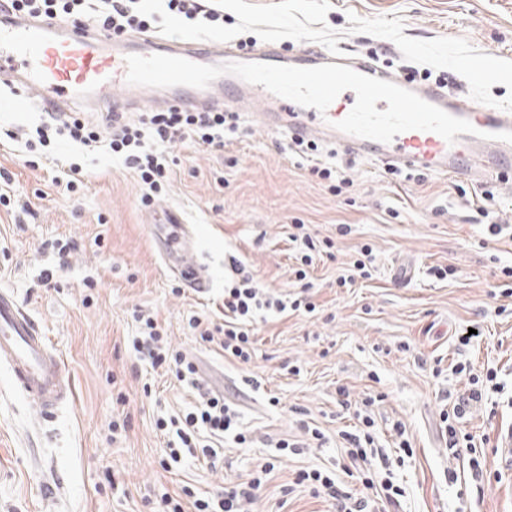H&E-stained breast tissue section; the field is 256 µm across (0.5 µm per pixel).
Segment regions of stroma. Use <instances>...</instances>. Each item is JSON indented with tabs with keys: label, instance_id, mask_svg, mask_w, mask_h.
Here are the masks:
<instances>
[{
	"label": "stroma",
	"instance_id": "35a3bbf8",
	"mask_svg": "<svg viewBox=\"0 0 512 512\" xmlns=\"http://www.w3.org/2000/svg\"><path fill=\"white\" fill-rule=\"evenodd\" d=\"M352 13L400 17L405 36L463 37L512 60V0H330L326 23L341 32L347 56L444 83L465 98L469 85L458 73L404 61L390 40L349 33ZM14 96L0 83V172L12 178L13 200L12 208L0 206V289L15 295L62 355L75 399L42 417L0 366V512H159L176 494L184 512H194L182 487L213 495L272 457L274 475L245 512H334L309 486L295 485L293 473L328 470L347 491H361L339 436L354 423L336 403L340 386L356 404L375 397L376 444L390 457L400 454L393 424L406 429L414 455L394 470L404 495L389 512H512V473L502 472L495 452L512 429V296L498 290L501 268L512 266L511 188L429 171L394 174L343 145L320 143L337 177L349 181L338 191L309 174L288 135L244 112L223 149L174 147L167 191L147 206L138 177L118 156L62 140L26 149L41 111L12 110ZM60 159L82 165L83 188L56 184ZM487 190L504 228L498 236L481 213ZM168 207L195 228L196 256L211 279L204 294L185 290L157 253L155 226ZM298 224L333 244L303 282L289 239ZM365 247L371 278L337 287V275ZM233 259L265 291L304 294L312 305L258 316L247 363L226 359L188 325L194 314L219 319ZM435 266L454 274L438 280ZM141 314L237 405L252 443L224 441L214 465L186 455L172 470L161 467L165 437L156 421L183 415L195 399L173 373L136 359L130 341ZM471 329L477 337L461 345ZM459 361L480 376L497 370L503 389L493 408L473 410L462 427L481 448L452 455L441 423L451 409L446 394L466 384L453 370ZM244 375L258 377L260 389L240 391ZM305 422L320 428L322 444L299 455L278 450L277 441L299 437ZM474 456L479 477L469 465Z\"/></svg>",
	"mask_w": 512,
	"mask_h": 512
}]
</instances>
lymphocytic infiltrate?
<instances>
[{"mask_svg": "<svg viewBox=\"0 0 512 512\" xmlns=\"http://www.w3.org/2000/svg\"><path fill=\"white\" fill-rule=\"evenodd\" d=\"M138 0H8L11 12L42 19H60L73 25H93L104 36L118 38L132 32L150 29L149 17L139 14L135 6ZM237 115L221 109L199 108L195 110L170 107L142 113L138 122L126 121L124 113L104 112L96 120H88L78 112H54L49 123L36 129L40 141L58 136L84 149L101 146L121 157L124 166L133 171L147 187L144 202H151L161 193L171 176L169 148L184 141L220 150L224 147V133L234 130ZM235 278L224 288L222 302L223 322L212 325L209 319L192 316L191 328L202 341L216 342L225 356L248 362L253 349V324L259 314L282 315L299 310L301 300L268 294L246 273L241 264H234ZM131 347L137 359L152 369H164L175 374L194 393L196 405L183 417L159 419L156 426L168 437L165 450L168 463H179L183 454H200L202 459L216 460L215 448L201 441L202 435L212 437L232 436L237 444H244L247 437L242 430L237 409L227 403L223 395L210 390L197 377V370L181 351L171 349L153 318H146L139 336L134 337ZM456 373L466 375L468 385L457 394L447 419L448 446L460 445L457 426L463 423L470 408L486 399L489 386L497 375L487 372L479 377L471 374L465 363H457ZM372 399H364L362 410L355 416L360 423L357 432L343 433L347 444V457L351 464L360 466V481L364 491L355 494L346 491L332 473L313 469L296 473L298 483H309L315 494L331 501L336 512H380L381 503H395L402 489L392 476L374 478L372 461L388 463L384 449L375 445V421L367 409ZM274 463L268 462L249 474L247 478L225 487L214 498H198L193 502L195 512H243L246 503L255 500L265 486Z\"/></svg>", "mask_w": 512, "mask_h": 512, "instance_id": "lymphocytic-infiltrate-1", "label": "lymphocytic infiltrate"}]
</instances>
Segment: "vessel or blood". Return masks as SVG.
<instances>
[{
    "mask_svg": "<svg viewBox=\"0 0 512 512\" xmlns=\"http://www.w3.org/2000/svg\"><path fill=\"white\" fill-rule=\"evenodd\" d=\"M139 55L156 53L190 61L208 57L210 64L248 61V54L225 42L145 37ZM126 53L113 39L88 28L24 16H0V82L25 88L28 96L12 100L14 110L37 107L47 112H94L114 106L190 107L200 104L233 105L248 112L261 106L265 126L279 127L293 137L313 136L339 142L351 152L371 161L405 170H430L448 178L483 182L512 181V143L497 140L500 132L512 131V112L483 104L469 105L433 85L418 84L408 77L378 69L368 61L349 62L346 57L325 53L298 58L297 66L322 64L352 65L359 73L387 80L413 91L447 113L468 120L476 135H458L447 143L440 135L410 130L383 144L335 129L346 117L340 102L355 99L353 91L341 93L339 103L326 113L277 97L263 86L225 74L207 88L177 86L148 96L146 87L127 83ZM161 255L167 272L183 281L192 293L208 290L210 277L205 266L193 261L196 232L176 211H167ZM0 365L11 374L17 389L48 414L74 398L63 358L53 351L38 323L23 310L13 293L0 290Z\"/></svg>",
    "mask_w": 512,
    "mask_h": 512,
    "instance_id": "1",
    "label": "vessel or blood"
}]
</instances>
